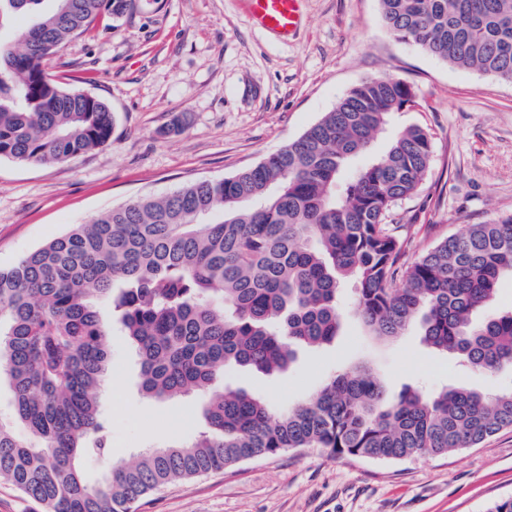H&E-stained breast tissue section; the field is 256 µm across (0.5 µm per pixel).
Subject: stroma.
<instances>
[{"instance_id":"stroma-1","label":"stroma","mask_w":512,"mask_h":512,"mask_svg":"<svg viewBox=\"0 0 512 512\" xmlns=\"http://www.w3.org/2000/svg\"><path fill=\"white\" fill-rule=\"evenodd\" d=\"M134 3L123 16H105L50 65L64 87L111 106V143L52 165L0 158V267L137 197L256 165L373 76L403 81L415 94L375 150L410 125L432 135L424 180L387 218L403 263L467 225L512 214V84L396 40L382 25L379 0H304L300 33L287 41L252 25L244 0ZM341 311L333 344L300 349L297 362L274 375L225 369V386L281 409L308 398L336 370L366 364L395 394L407 384L428 392L445 385L512 390V369L460 366L425 346L418 325L382 339L364 327L350 296ZM107 346L111 372L99 400L110 453L86 457L92 484L112 462L190 439L203 425L204 396L144 397L128 337L113 330ZM510 496L506 428L443 456L376 461L304 448L258 457L162 486L138 512H488Z\"/></svg>"}]
</instances>
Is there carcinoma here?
Here are the masks:
<instances>
[{"mask_svg":"<svg viewBox=\"0 0 512 512\" xmlns=\"http://www.w3.org/2000/svg\"><path fill=\"white\" fill-rule=\"evenodd\" d=\"M132 5L0 0V158L56 163L109 145L112 108L62 88L47 64L101 12L119 17ZM380 5L395 38L512 82V0ZM17 14L32 24L11 35ZM413 99L402 81L368 79L257 165L132 200L0 268V385L12 398V420L0 421V483L43 512H137L167 483L256 457L324 448L401 460L472 448L512 428V392L407 386L395 395L366 367L338 372L284 410L215 388L226 366L272 375L296 362L298 348L333 343L349 283L371 335L393 338L417 322L442 355L486 373L512 367V311L475 321L512 273V215L472 224L404 265L386 219L424 180L431 135L407 127L353 164ZM114 326L136 348L142 394H207L204 426L187 442L112 464L91 485L82 462L107 451L98 394ZM15 422L36 442L18 437Z\"/></svg>","mask_w":512,"mask_h":512,"instance_id":"obj_1","label":"carcinoma"}]
</instances>
